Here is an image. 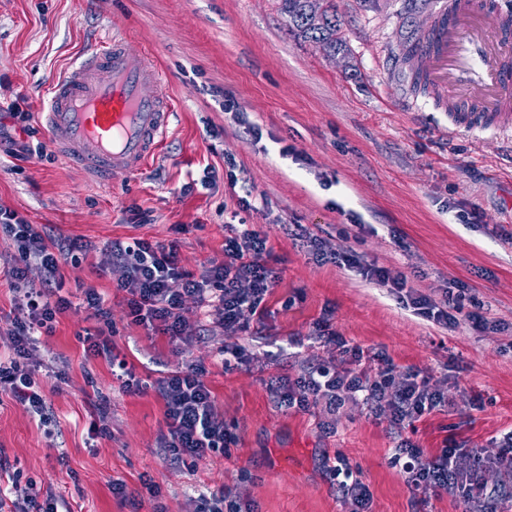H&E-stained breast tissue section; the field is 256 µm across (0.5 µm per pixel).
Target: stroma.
Returning <instances> with one entry per match:
<instances>
[{
    "mask_svg": "<svg viewBox=\"0 0 512 512\" xmlns=\"http://www.w3.org/2000/svg\"><path fill=\"white\" fill-rule=\"evenodd\" d=\"M432 2L335 0L346 47L333 53L294 35L280 0H0V126L31 129L27 152L0 151V207L91 242L60 274L69 291L91 284L107 297L113 357L149 384L205 366L236 436L227 454L167 461L162 400L150 388L122 392L110 359L86 354L82 338L96 322L80 309L39 339L40 359L64 372L36 376L50 422L0 393V455L24 479L70 512H194L195 498L223 487L253 512H353L325 467L339 456L368 487L367 512H479L456 490L418 502L391 462L400 439L432 454L452 437L469 450L463 467L496 490L498 512H512V470L493 462L512 430V153L494 129L449 134L448 110L412 89L402 50ZM107 34L154 55L174 118L145 171L99 183L51 150L40 114L54 80ZM240 186L252 191L246 219L265 233L278 281L262 319L237 338L250 365L226 368L223 328L207 324L199 341L180 345L148 334L99 268L107 242L141 238L177 241L180 266L202 272L224 256ZM340 249L436 301L456 281L457 324L428 321L391 288L323 261ZM474 311L489 328L473 326ZM325 318L348 345L420 370L455 408L397 431L350 401L330 434L320 410L278 409L270 377L339 364L335 346L314 338ZM103 396L110 434L91 442ZM116 480L129 500L113 495Z\"/></svg>",
    "mask_w": 512,
    "mask_h": 512,
    "instance_id": "obj_1",
    "label": "stroma"
}]
</instances>
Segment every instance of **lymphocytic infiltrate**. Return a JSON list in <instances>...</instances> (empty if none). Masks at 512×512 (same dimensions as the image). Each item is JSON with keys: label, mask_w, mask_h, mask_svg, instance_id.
<instances>
[{"label": "lymphocytic infiltrate", "mask_w": 512, "mask_h": 512, "mask_svg": "<svg viewBox=\"0 0 512 512\" xmlns=\"http://www.w3.org/2000/svg\"><path fill=\"white\" fill-rule=\"evenodd\" d=\"M0 233L9 237L15 247L8 276L17 294L19 311L18 317L10 321L12 353L7 359H0V389L8 390L32 415L43 419L50 406L35 379L41 366L37 358L40 336L50 333L57 318L75 306L91 310L106 325L111 322V310L95 287L83 289L78 305L62 293V262L92 248L83 237L56 238L46 228L28 223L16 211L3 207ZM105 251L108 267L120 271L112 286L124 293L133 323L174 342H192L200 337L202 328L187 321L181 310L184 297H194L204 307L210 323L220 325L227 337L218 350L219 356H231L241 365L248 362L245 348L234 338L249 329L251 316L257 314L276 279L264 234L246 228L225 238L223 260L212 263L199 275L179 265L178 244L174 241L159 245L140 238L116 239L106 243ZM34 268L41 272L36 284L29 280ZM316 336L335 345L341 356L347 357V365L329 367L319 363L306 368L297 378L272 379L269 390L279 407L298 411L318 407L331 415L346 402L360 399L373 414H388L391 427L401 430L424 414L448 406L447 395L434 388L420 371L398 369L384 351L348 346L328 321L318 323ZM372 367L377 370L373 376L368 373ZM204 373V367L192 366L167 372L154 384L169 427L160 446L170 461L204 460L226 453L236 441L216 410ZM397 454L404 457L403 469L421 501L457 487L470 493L478 489L472 474L461 465L468 451L456 440H449L430 457L404 440Z\"/></svg>", "instance_id": "lymphocytic-infiltrate-1"}]
</instances>
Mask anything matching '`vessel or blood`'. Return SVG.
Segmentation results:
<instances>
[{"mask_svg": "<svg viewBox=\"0 0 512 512\" xmlns=\"http://www.w3.org/2000/svg\"><path fill=\"white\" fill-rule=\"evenodd\" d=\"M415 42L417 68L434 95L465 119L512 129V11L498 0H439ZM173 115L151 54L112 35L54 81L42 117L53 149L102 180L144 170Z\"/></svg>", "mask_w": 512, "mask_h": 512, "instance_id": "vessel-or-blood-1", "label": "vessel or blood"}]
</instances>
